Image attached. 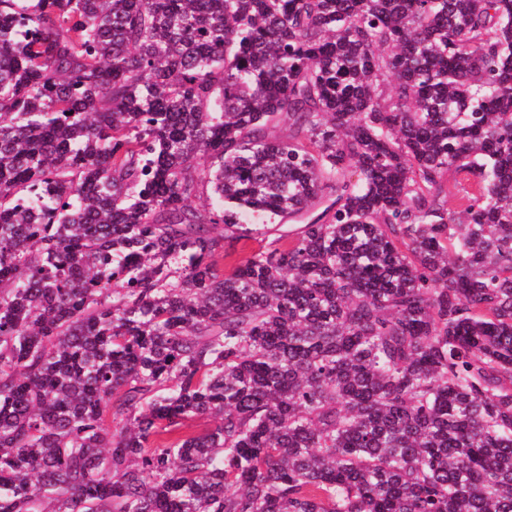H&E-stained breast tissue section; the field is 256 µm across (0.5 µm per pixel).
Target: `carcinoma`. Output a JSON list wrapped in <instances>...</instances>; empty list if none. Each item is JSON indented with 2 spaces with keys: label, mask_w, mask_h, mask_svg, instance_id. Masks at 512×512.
Segmentation results:
<instances>
[{
  "label": "carcinoma",
  "mask_w": 512,
  "mask_h": 512,
  "mask_svg": "<svg viewBox=\"0 0 512 512\" xmlns=\"http://www.w3.org/2000/svg\"><path fill=\"white\" fill-rule=\"evenodd\" d=\"M0 512H512V0H0Z\"/></svg>",
  "instance_id": "obj_1"
}]
</instances>
